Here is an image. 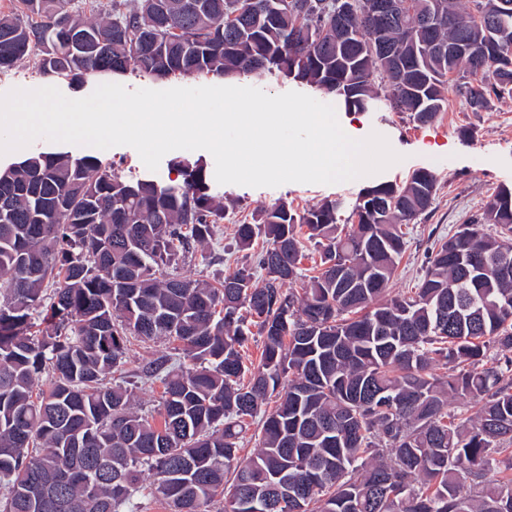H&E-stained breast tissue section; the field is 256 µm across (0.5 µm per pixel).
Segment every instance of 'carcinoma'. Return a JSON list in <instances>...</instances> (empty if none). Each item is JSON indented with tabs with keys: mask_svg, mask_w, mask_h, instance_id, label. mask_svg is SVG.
<instances>
[{
	"mask_svg": "<svg viewBox=\"0 0 512 512\" xmlns=\"http://www.w3.org/2000/svg\"><path fill=\"white\" fill-rule=\"evenodd\" d=\"M19 2L0 12L1 73L29 56L69 81L279 72L416 124L450 81L472 112L512 97V0H398L383 28L356 10L349 34L336 0ZM426 11L442 18L432 29ZM462 40L480 60L448 58ZM174 165L180 181L127 179L94 155L39 151L0 170L14 197L0 211V512H120L145 469L171 512L219 496L224 512H512V189L434 241L412 295L392 296L401 226L432 213L433 172L367 188L344 220L335 200L276 204L236 230L240 251L263 240L254 261L209 283L175 269L224 262L226 208L200 164ZM303 234L318 274L287 290L304 277ZM134 338L181 346L143 369L163 387L158 423L105 383ZM450 398L476 411L450 413Z\"/></svg>",
	"mask_w": 512,
	"mask_h": 512,
	"instance_id": "1",
	"label": "carcinoma"
}]
</instances>
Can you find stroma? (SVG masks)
Returning <instances> with one entry per match:
<instances>
[{
    "label": "stroma",
    "mask_w": 512,
    "mask_h": 512,
    "mask_svg": "<svg viewBox=\"0 0 512 512\" xmlns=\"http://www.w3.org/2000/svg\"><path fill=\"white\" fill-rule=\"evenodd\" d=\"M105 82L118 83L131 90L244 84L270 95L297 91L334 105L339 122L350 127L357 135L366 137L376 133L384 136L391 148L400 155L398 164L353 181L332 185L287 183L274 188H253L218 184L214 176L213 156L205 150L191 151V158L201 159L204 164L211 194L235 205L223 223L220 237L224 256L231 260L239 255L234 239L237 220L258 218L262 210L281 202L291 203L303 210L325 200H338L348 208L368 187L381 182L403 183L413 171L424 168L437 175L439 184L431 216L408 228L407 250L390 284L393 294L403 295L413 288L421 276L425 251L434 237L453 234L457 226L475 215L499 187H512V98L497 101L489 110L476 114L468 111L462 101L452 94L436 119L416 125L379 103L362 111H349L334 95L281 75L232 79L213 75L152 79L129 70L107 76L88 75L78 83L65 80L53 82L39 72L31 57L0 73V94L15 88L37 89L53 83L65 96L79 99L90 95L99 84ZM98 156L126 177L151 176L163 181L179 177L174 166L175 160L181 156L177 150L167 153L154 173L149 172L137 151L129 146L102 150ZM173 354L171 344L162 340L147 343L135 341L130 345L122 375L138 409L159 412L162 388L160 384L144 380L142 370L154 360Z\"/></svg>",
    "instance_id": "35a3bbf8"
}]
</instances>
